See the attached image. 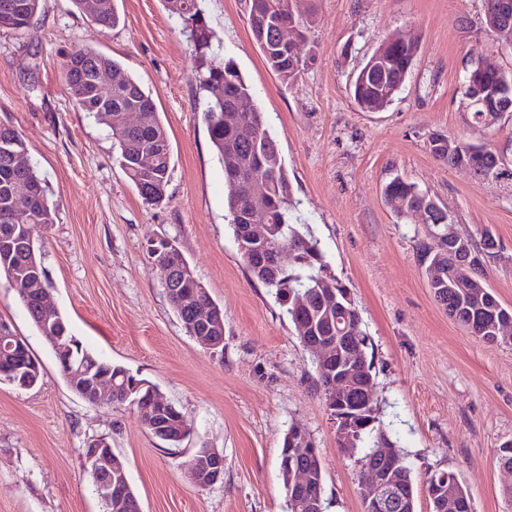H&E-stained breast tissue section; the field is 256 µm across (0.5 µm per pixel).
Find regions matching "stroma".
<instances>
[{
  "instance_id": "obj_1",
  "label": "stroma",
  "mask_w": 512,
  "mask_h": 512,
  "mask_svg": "<svg viewBox=\"0 0 512 512\" xmlns=\"http://www.w3.org/2000/svg\"><path fill=\"white\" fill-rule=\"evenodd\" d=\"M103 30L72 0H41L31 26L0 31V124L24 139L45 180L54 223L40 230L55 305L85 346L156 385L191 429L180 446L152 435L129 403L74 395L15 291L0 280V321L25 337L40 383L0 381V512H102L82 453L104 437L126 464L142 512H288L279 472L282 439L301 429L317 448L327 512H363L360 467L336 441L315 366L273 294L254 279L226 219L231 188L202 120L199 60L163 0H116ZM312 22L310 62L292 85L266 65L245 0H200L213 44L250 84L277 141L297 212L328 272L348 289L373 354L379 418L405 456L431 512L427 472L453 470L473 512H512V472L496 457L512 441V345L489 344L448 317L421 262L427 227L397 217L383 186L415 183L448 212L461 236L490 233L487 284L512 307V115L486 128L463 105L475 61L512 72V46L484 29L483 0H301ZM416 34L404 86L379 112L349 91L381 41ZM88 43L118 60L157 104L172 147L165 200L143 202L120 169L112 130L78 111L61 69ZM494 147L506 163L483 181L428 150L432 134ZM175 240L224 310V350L213 355L184 330L158 283L147 247ZM224 454V480L196 485L195 451Z\"/></svg>"
}]
</instances>
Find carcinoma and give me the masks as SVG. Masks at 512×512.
Listing matches in <instances>:
<instances>
[{"label": "carcinoma", "mask_w": 512, "mask_h": 512, "mask_svg": "<svg viewBox=\"0 0 512 512\" xmlns=\"http://www.w3.org/2000/svg\"><path fill=\"white\" fill-rule=\"evenodd\" d=\"M485 0V30L494 33L498 10L502 2ZM41 0H0V30L19 32L27 28L39 11ZM166 9L182 22L194 51L201 60L202 71L197 81L205 92L202 119L224 175L229 183L236 180L260 181L267 196L261 209L249 210L248 199L236 191L227 197L226 209L234 240H243L246 249L254 254L264 252L263 244L245 239L244 225L266 226V243L286 245L294 250L292 267L282 268L270 258L255 261L247 268L251 275L274 294L294 326L297 336H314L320 341L336 343L341 363L354 368L357 384L374 389L373 361L368 357L367 335L361 328V317L355 303L346 299L347 289L327 274L326 264L312 237L300 230L288 171L282 161L276 140L267 129L265 115L255 103L253 93L237 65L213 48L212 37L199 5V0H164ZM79 11L87 14L102 29L119 25L120 15L115 3L100 9L89 0H73ZM248 21L252 36L267 66L285 84L294 83L306 59L300 56L299 42L305 40L304 30L309 21L297 9V0H249ZM293 26L298 42L282 46L280 29ZM419 50V42L396 45L383 41L374 55L384 61V69L366 72L361 67L351 81L352 95L361 110L387 107L400 92ZM69 94L77 107L98 117L112 128L118 143V163L128 180L146 203L155 205L165 200L171 174V145L167 130L152 96L129 75L115 59L88 44L75 47L62 61ZM469 90L488 93L502 86L512 89V73L499 68H471L465 77ZM127 109L141 112L139 124L125 128L122 113ZM427 147L437 159L453 167L470 161L468 154L448 150V141L429 142ZM24 192L28 212L18 215L15 201L18 191ZM386 205L398 217L411 210L428 206L432 198L416 184L400 176L392 178L383 189ZM54 221V208L47 197L25 141L18 131L0 125V276L16 283L14 290L40 335L46 336L56 328L72 331L66 316L58 311L42 313L37 298L48 288V278L38 244V228ZM449 224L433 222L427 227V241L420 244L429 288L448 316L467 327L473 335L490 344H512V336L497 332L502 320L512 316V309L503 306L486 283L484 271L478 267V253L488 254L495 249V240L487 233L481 235L482 247L470 241L468 247H457L458 239L448 234ZM178 263L170 272L159 271L161 288L165 291L182 325L193 324L194 331L215 340L224 339V310L215 302L197 275L185 274L191 264L181 249L170 241ZM199 292L201 307L209 316L197 322L192 313L179 309L176 300L180 292ZM337 302L329 304L330 297ZM72 366L93 367L98 371L112 370V375L124 373L125 368L114 365L82 345L73 350ZM133 404L142 423L153 417L166 424L164 441L178 445L189 436L183 430L184 416L172 403L159 407L150 399L152 383L141 380ZM387 437L380 420L361 430L354 447L365 449L364 457L375 467H383L382 459L372 451L382 447ZM302 463L311 475L307 494L287 496L288 512H312L311 500L323 499V470L317 449L305 448ZM396 481L407 490L410 499L391 512H410L415 507V486L412 469L402 462L393 470Z\"/></svg>", "instance_id": "cac0c4a2"}]
</instances>
